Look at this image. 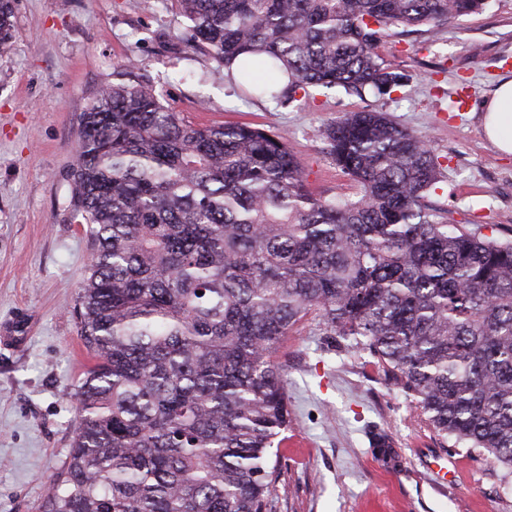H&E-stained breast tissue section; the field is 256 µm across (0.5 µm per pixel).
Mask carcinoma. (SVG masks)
Segmentation results:
<instances>
[{
    "label": "carcinoma",
    "instance_id": "obj_1",
    "mask_svg": "<svg viewBox=\"0 0 512 512\" xmlns=\"http://www.w3.org/2000/svg\"><path fill=\"white\" fill-rule=\"evenodd\" d=\"M185 50L251 99L388 95L383 39L486 0H179ZM0 0V45L13 37ZM128 61L82 113L69 210L93 254L75 308L95 359L41 512H272L291 410L283 339L309 319L375 360L442 446L512 476V240L431 201L429 140L377 110L321 131L357 186L316 195L279 135L198 127ZM372 452L399 456L374 432Z\"/></svg>",
    "mask_w": 512,
    "mask_h": 512
}]
</instances>
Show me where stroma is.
<instances>
[{
    "instance_id": "1",
    "label": "stroma",
    "mask_w": 512,
    "mask_h": 512,
    "mask_svg": "<svg viewBox=\"0 0 512 512\" xmlns=\"http://www.w3.org/2000/svg\"><path fill=\"white\" fill-rule=\"evenodd\" d=\"M14 31L0 45V512H39L73 437L72 401L85 376L73 316L91 259L68 210L80 115L135 59L166 106L210 126L248 123L283 135L317 193L355 195L320 152L321 128L345 112L378 110L443 156L433 201L466 230L493 224L512 239V155L483 132L484 104L512 78V0L436 30L388 38L385 67L409 74L391 94L311 90L287 105L246 98L208 56L181 41L177 0H13ZM293 421L278 448L272 512H512L499 469L453 451L456 480L430 471L444 450L410 398L366 355L336 347L313 322L276 354ZM399 452L376 459L368 432Z\"/></svg>"
}]
</instances>
